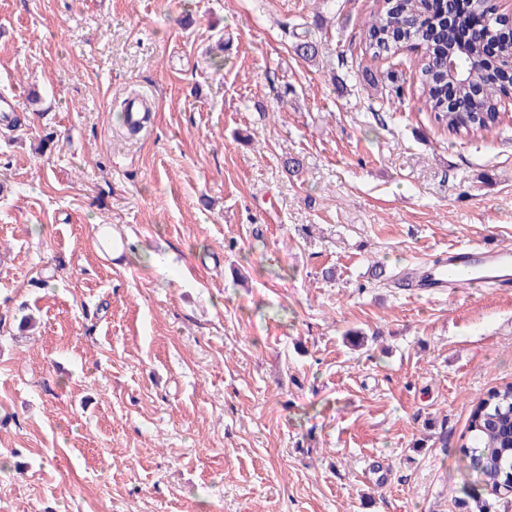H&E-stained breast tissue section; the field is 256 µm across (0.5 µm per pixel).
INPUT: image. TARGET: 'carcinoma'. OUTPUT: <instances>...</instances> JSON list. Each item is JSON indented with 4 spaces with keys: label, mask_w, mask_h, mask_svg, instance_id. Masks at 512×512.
<instances>
[{
    "label": "carcinoma",
    "mask_w": 512,
    "mask_h": 512,
    "mask_svg": "<svg viewBox=\"0 0 512 512\" xmlns=\"http://www.w3.org/2000/svg\"><path fill=\"white\" fill-rule=\"evenodd\" d=\"M447 0H384L362 31L380 57L405 45L424 46L418 60L427 110L454 137H482L501 125L502 97L512 88V39L499 32L490 0H470L447 19ZM458 82L448 80V70ZM485 490L512 496V382L488 391L471 408L461 445Z\"/></svg>",
    "instance_id": "carcinoma-1"
}]
</instances>
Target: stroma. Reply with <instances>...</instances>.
<instances>
[{"mask_svg": "<svg viewBox=\"0 0 512 512\" xmlns=\"http://www.w3.org/2000/svg\"><path fill=\"white\" fill-rule=\"evenodd\" d=\"M381 3L0 0L20 118L0 126V512L484 495L461 436L512 382V286L395 280L452 246L512 248V98L501 134L449 137L419 50L366 52ZM298 27L321 31L316 61ZM387 72L403 105L377 119L367 77ZM133 93L153 118L127 137Z\"/></svg>", "mask_w": 512, "mask_h": 512, "instance_id": "obj_1", "label": "stroma"}]
</instances>
